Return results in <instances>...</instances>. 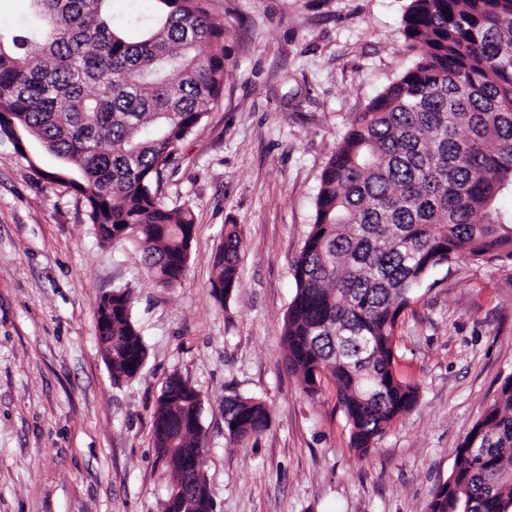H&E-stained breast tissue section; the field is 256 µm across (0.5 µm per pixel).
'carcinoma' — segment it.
I'll return each mask as SVG.
<instances>
[{
    "label": "carcinoma",
    "instance_id": "1",
    "mask_svg": "<svg viewBox=\"0 0 512 512\" xmlns=\"http://www.w3.org/2000/svg\"><path fill=\"white\" fill-rule=\"evenodd\" d=\"M44 25L0 33V141L30 166L32 143L57 159L43 172L82 196L99 244L128 240L155 283L177 284L194 235L189 209L162 201L163 174L224 86V24L208 0H158L129 39L109 0H30ZM404 36L413 63L351 123L322 170L315 219L292 264L286 364L310 396L328 376L366 452L413 408L418 387L395 368L394 333L415 289L459 258L512 263V0H410ZM21 138H15V133ZM240 238L214 260V296L238 288ZM133 290L97 302L112 380L134 378L147 349ZM199 391L173 375L153 414L159 457L179 470L198 447ZM264 402L224 399L231 439L269 424ZM453 492L431 512H512V376L454 449Z\"/></svg>",
    "mask_w": 512,
    "mask_h": 512
}]
</instances>
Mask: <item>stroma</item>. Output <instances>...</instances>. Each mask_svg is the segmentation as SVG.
I'll return each mask as SVG.
<instances>
[{"mask_svg": "<svg viewBox=\"0 0 512 512\" xmlns=\"http://www.w3.org/2000/svg\"><path fill=\"white\" fill-rule=\"evenodd\" d=\"M408 4L209 0L224 25V88L163 185V202L195 220L175 287L152 282L133 244L100 246L81 197L0 142V512H163L174 472L152 422L173 374L203 399L215 512H430L455 448L512 376V264L462 259L416 290L394 346L419 399L366 453L350 446L332 381L307 395L283 344L321 172L416 56ZM231 227L239 286L222 303L213 261ZM124 286L148 358L116 383L96 305ZM234 394L267 405L260 435L226 434Z\"/></svg>", "mask_w": 512, "mask_h": 512, "instance_id": "stroma-1", "label": "stroma"}]
</instances>
